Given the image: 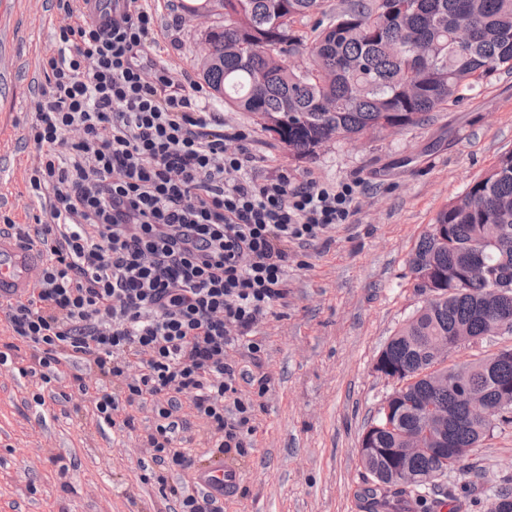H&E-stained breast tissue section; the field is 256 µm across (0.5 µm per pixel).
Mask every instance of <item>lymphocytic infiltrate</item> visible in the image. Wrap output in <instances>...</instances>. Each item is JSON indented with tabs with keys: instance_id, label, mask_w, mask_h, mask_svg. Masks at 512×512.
Returning <instances> with one entry per match:
<instances>
[{
	"instance_id": "obj_1",
	"label": "lymphocytic infiltrate",
	"mask_w": 512,
	"mask_h": 512,
	"mask_svg": "<svg viewBox=\"0 0 512 512\" xmlns=\"http://www.w3.org/2000/svg\"><path fill=\"white\" fill-rule=\"evenodd\" d=\"M55 8L63 23L27 123L41 214L32 226L0 221L46 261L0 316L30 352L22 375L47 385L76 367L112 382L110 393L78 386L98 424L133 429L130 407L151 406L145 443L161 495L180 512H222L211 494L168 480L194 467L181 403L213 447L245 453L254 403L239 384L250 376L226 354L258 359L253 330L287 299L296 247L348 223L357 186L253 176L244 132L151 55L155 20L140 0ZM71 129L80 140L65 141Z\"/></svg>"
}]
</instances>
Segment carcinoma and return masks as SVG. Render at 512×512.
<instances>
[{"label": "carcinoma", "mask_w": 512, "mask_h": 512, "mask_svg": "<svg viewBox=\"0 0 512 512\" xmlns=\"http://www.w3.org/2000/svg\"><path fill=\"white\" fill-rule=\"evenodd\" d=\"M180 7L214 13L206 38L211 64L199 72L212 95L257 121L288 113V153L297 161L314 157L321 142H361L393 120L404 129L419 125L492 72L512 73V0H180ZM463 20L472 36L459 44ZM418 45L427 47L426 58L414 57ZM271 54L283 56V65L268 68ZM296 57L305 64H290ZM326 70L336 72L331 84L322 79ZM496 167L437 213L444 237L427 230L409 259L410 274L427 264L436 283L377 358L401 376L388 394L390 413L372 417L359 440V461L374 482L369 512H459L457 498H433L431 486L450 469L468 473L469 452L494 431L463 406L474 393L497 403L504 389L512 391V347L506 359L496 353L440 368L448 374L443 385L429 379L433 340L454 341L461 329L478 340L498 316L512 335V153ZM476 260L488 277L465 279ZM425 405L448 411L444 438L429 429ZM406 434L423 436L424 448L402 453ZM488 512H512V490L498 491Z\"/></svg>", "instance_id": "obj_1"}]
</instances>
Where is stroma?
<instances>
[{"label": "stroma", "mask_w": 512, "mask_h": 512, "mask_svg": "<svg viewBox=\"0 0 512 512\" xmlns=\"http://www.w3.org/2000/svg\"><path fill=\"white\" fill-rule=\"evenodd\" d=\"M157 13L158 45L173 72L198 80L202 37L179 0H149ZM49 0H0V216L30 224L39 206L28 194L26 170L36 152L25 144L24 119L42 59L56 43ZM222 112L245 131L261 156L255 174L287 171L297 182H360L349 223L297 248L288 268V303L275 307L257 337L264 349L242 385L255 412L247 451L209 446L192 422L196 467L223 456L239 480L224 512H365L372 481L359 463L360 436L393 385L374 363L390 336L420 306L408 261L437 212L461 196L503 154L512 152V74L494 72L463 103L424 124L361 144H327L296 161L244 112ZM30 352H12L0 366V512H175L141 462L151 409L135 427L99 428L72 375L53 382L55 400L35 406L41 382L19 376ZM267 378L265 389L256 381ZM472 473L449 472L437 494H469L485 512L495 490L512 488V424L495 428L469 456Z\"/></svg>", "instance_id": "stroma-1"}]
</instances>
